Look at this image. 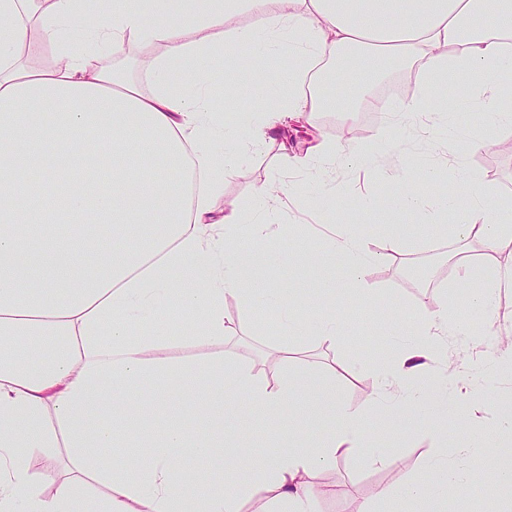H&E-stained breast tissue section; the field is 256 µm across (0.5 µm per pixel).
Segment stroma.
I'll return each mask as SVG.
<instances>
[{
  "instance_id": "1",
  "label": "stroma",
  "mask_w": 512,
  "mask_h": 512,
  "mask_svg": "<svg viewBox=\"0 0 512 512\" xmlns=\"http://www.w3.org/2000/svg\"><path fill=\"white\" fill-rule=\"evenodd\" d=\"M234 62V56H225L223 63L212 66L209 74L212 92L222 98L224 115L229 119L245 105L264 96L263 81L258 77L239 80L232 93H225V68ZM392 85L400 87L402 99L417 94L411 68L388 71L382 81L371 85L364 68L351 64L343 88L348 111L317 113L294 134L292 146L298 155L305 156L310 142L324 139L340 146L345 142L344 129L357 128L360 135L355 138V145L360 150L376 152L368 164L346 166L337 162L322 170L317 160L308 159L303 172H284L280 169L277 146L271 143L243 156L236 172L212 191L216 212H244L253 206L256 190L262 184L273 179L287 184L288 204L281 208L279 221L292 226L294 239L281 241L280 247L304 256L313 254L314 259L290 266L266 264L259 279L268 285L280 283L293 289L300 302L306 303L312 312L322 310L325 290L329 287L335 290L337 307L351 305L374 313L394 309L405 319L418 312L437 310L443 304L453 312L466 302V290L454 287L455 270L448 261L451 240L445 233L447 215L436 213L432 223L423 224L415 213L393 206L390 199L399 191L396 168L434 166L441 155L457 156L491 190L502 207L512 209V150L503 148L504 143H512V126L492 132L489 146L478 152L467 151L460 143L444 145L403 137L386 127L391 102L385 98L384 91ZM323 179L334 184L337 191L336 207L328 213L305 201L306 195ZM367 197L378 202L377 210L364 208L363 200ZM318 221L362 225L365 247L380 255L379 261L368 268L363 287H351L347 267L340 257L321 254L322 237L312 230ZM392 224L402 225L405 231L404 253L388 250L386 235ZM410 265L425 270L424 283L408 282L406 268ZM224 310L235 322L234 336L224 347L228 359L264 370L271 381L290 373L310 381L322 370L335 367L343 403L365 411L369 436L387 437L385 464L342 460L316 474L314 481L323 487L324 493L317 499L314 512H363L369 505L377 512H393L394 500L381 498V491L401 492L437 452L426 425L405 429L396 423L387 431L383 428L382 415L375 409L376 387L368 366L391 354L393 337L387 336L371 320L349 329L347 335L330 345L313 336L283 335L273 318L260 317L257 305H244L236 296L225 298ZM284 348L289 351L290 365H273V358ZM493 351L492 343L486 342L472 354L458 350L453 353L462 376L472 385L474 402L484 408L495 402H512V372L498 369ZM143 403L151 409L148 438L136 434L121 437L120 447L94 452L98 464L109 465L120 459L132 468H139L147 456L150 441L161 439L166 427L177 424L171 406L155 404L149 396Z\"/></svg>"
}]
</instances>
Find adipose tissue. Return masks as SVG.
<instances>
[{"label":"adipose tissue","mask_w":512,"mask_h":512,"mask_svg":"<svg viewBox=\"0 0 512 512\" xmlns=\"http://www.w3.org/2000/svg\"><path fill=\"white\" fill-rule=\"evenodd\" d=\"M241 13L250 24L233 26ZM75 21L85 23L87 39L67 38ZM133 41L154 54L147 93L101 63ZM511 42L512 0H0V512H81L91 483L104 489L97 512H241L252 499L261 512H313L318 471L346 456L382 461L384 438L369 439L363 411L345 406L334 384L310 387L294 374L273 384L225 359V296L285 294L257 287L232 237L247 231L258 264L296 256L273 248L285 234L272 218L284 185L267 183L251 211L218 217L210 189L241 154L272 141L283 120L325 110L311 87L323 63L345 50L357 51L375 77L393 63L415 66L419 93L394 113L418 131L447 78L457 80L459 106L448 109L443 132L484 149L490 129L512 123V97L501 90ZM235 48L249 52L241 74L263 70L275 102L250 107L242 123L218 119L199 66ZM46 49L53 63L36 66ZM285 53L293 66L284 75L275 62ZM462 108L484 112L487 133H462ZM104 136L121 142L120 161L104 158ZM422 177L404 171L394 203L424 224L437 209L454 215L459 248L451 259L457 284L469 288V310L452 319L443 306L413 327L393 324L411 339L373 364L376 406L387 419L426 422L438 442L448 438L442 417L455 414L457 454L482 459L503 495L500 512H512V409H494L492 431L479 429L446 357L449 337L470 335L512 292V217L475 176L460 173L436 201L421 191ZM97 223L111 225V237L98 235ZM362 233L341 224L324 240L356 283L375 259ZM175 302L195 319L171 326ZM349 316L330 307L305 319L289 304L281 325L286 335L332 344ZM19 334L30 336L27 350L16 348ZM179 335L213 354L186 365L158 355L160 337ZM418 379L428 387H415ZM228 383L251 402L249 414L225 402ZM173 384L183 394L182 422L151 443L140 468L93 463L91 449L112 447L117 428L147 430L148 418L130 420L128 410L150 391L166 402ZM260 433L287 435L288 444L254 456L248 442ZM228 434L238 449L229 463ZM36 448L68 454V474L50 496L28 465ZM188 449L204 464L193 479L180 464ZM241 468L248 480H239ZM467 483L447 456H434L408 483L400 512H428Z\"/></svg>","instance_id":"obj_1"}]
</instances>
